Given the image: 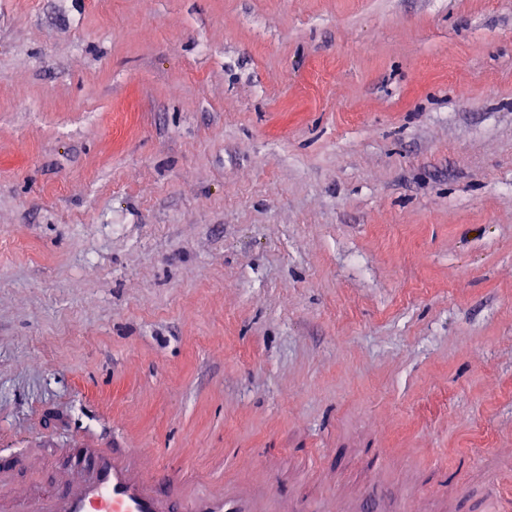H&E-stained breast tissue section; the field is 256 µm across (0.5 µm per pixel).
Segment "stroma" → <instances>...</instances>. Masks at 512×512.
<instances>
[{
    "label": "stroma",
    "instance_id": "35a3bbf8",
    "mask_svg": "<svg viewBox=\"0 0 512 512\" xmlns=\"http://www.w3.org/2000/svg\"><path fill=\"white\" fill-rule=\"evenodd\" d=\"M225 512H512V0H0V452Z\"/></svg>",
    "mask_w": 512,
    "mask_h": 512
}]
</instances>
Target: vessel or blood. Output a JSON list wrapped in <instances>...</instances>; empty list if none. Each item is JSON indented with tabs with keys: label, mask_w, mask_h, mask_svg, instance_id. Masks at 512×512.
<instances>
[{
	"label": "vessel or blood",
	"mask_w": 512,
	"mask_h": 512,
	"mask_svg": "<svg viewBox=\"0 0 512 512\" xmlns=\"http://www.w3.org/2000/svg\"><path fill=\"white\" fill-rule=\"evenodd\" d=\"M75 462L87 472L82 483L37 497L17 490L11 512H224L220 495H192L171 504L163 478L136 474L112 449H76Z\"/></svg>",
	"instance_id": "1"
}]
</instances>
